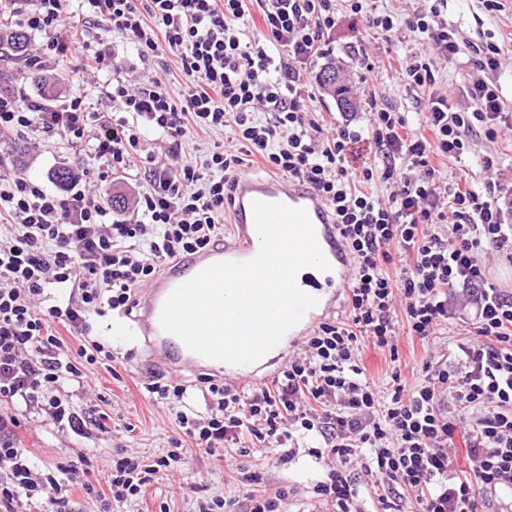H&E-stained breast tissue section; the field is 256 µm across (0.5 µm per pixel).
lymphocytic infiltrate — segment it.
<instances>
[{
    "label": "lymphocytic infiltrate",
    "instance_id": "1",
    "mask_svg": "<svg viewBox=\"0 0 512 512\" xmlns=\"http://www.w3.org/2000/svg\"><path fill=\"white\" fill-rule=\"evenodd\" d=\"M68 0H8L18 25L47 35L29 57L45 69L80 53L88 70L108 53L88 29H77ZM369 0H259L262 31L245 38V0H85L96 21L126 35L139 56L177 58L181 80L168 85L117 78L111 98L120 113L94 108L76 90L54 107L24 91L0 92V134L40 132L90 153L97 177L142 175L123 218L85 186L52 192L0 161V402L48 416L59 431L88 435L90 409L63 398L65 385L87 383L86 368L111 366L112 352L90 339V320L104 310L132 313L138 293L170 262L224 237V213L237 178L251 163L315 189L329 204L336 233L351 260L348 315L327 318L271 381L249 391L206 378L207 416L184 411L187 387L169 374L141 388L175 406L181 437L152 461L123 453L100 480L81 454L56 472L39 473L16 435L17 415L0 413V512H73L70 489L80 485L103 502L142 498L160 472L188 451L223 459L261 453L286 456L305 444L325 471L312 487L315 512H361L362 487L380 489L382 512H478L487 500L512 506V292L491 282L489 252L512 262V224L497 180L465 188L442 185L432 160L458 159L481 129L493 139L512 123L498 85L475 82L472 111L438 93L425 49L452 58L461 51L433 0L408 26L417 46L401 70L425 94L423 132L406 134L404 113L370 101L368 132L377 166L353 171L349 145L359 131L319 115L307 73L341 13L368 14ZM230 147L197 160L192 140L224 128ZM165 141L145 151L146 134ZM382 181L386 194L371 191ZM398 262V276L385 265ZM68 289L67 303L45 302L48 285ZM468 329L448 352L435 336L448 321ZM426 349L414 383L402 376L400 327ZM387 351L390 380L379 387L359 363L362 342ZM461 435L468 460L458 469L451 443ZM260 477L240 472V498L199 501L197 512H281L287 488L268 493Z\"/></svg>",
    "mask_w": 512,
    "mask_h": 512
}]
</instances>
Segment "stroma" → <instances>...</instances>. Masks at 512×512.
<instances>
[{
    "label": "stroma",
    "mask_w": 512,
    "mask_h": 512,
    "mask_svg": "<svg viewBox=\"0 0 512 512\" xmlns=\"http://www.w3.org/2000/svg\"><path fill=\"white\" fill-rule=\"evenodd\" d=\"M377 14H391L397 20V35L386 41L380 29L366 20L343 19L336 30L333 42L323 46L310 67L311 78L329 66L342 70L349 84L361 82L364 71L358 59L360 52L382 58L385 66L378 80L382 97L400 112L421 111L423 95L409 86L399 70L397 58L408 53L413 41L407 27L408 19L423 9L425 0H375ZM449 31L461 45V52L454 60L430 55L429 60L437 71V87L447 94L454 107L469 110L471 102L467 91L473 82L482 80L497 83L505 97L504 109L512 113V0H498L497 8L485 7L482 0H448L444 15ZM91 34L105 47L112 58L96 74L82 72V59L72 54L58 66V80L51 93L52 100L63 99L72 90L86 91L95 107L115 110V103L108 101L105 90L111 89L112 80L119 72L132 70L134 77L148 80L153 77L174 79L179 75L175 57L155 55L139 57L126 36L113 32L101 23H92ZM498 44L507 66L497 72L481 70L477 61L486 44ZM492 157L502 172V184L512 188V131H503L496 139L485 138L481 133L469 137V152L463 159L448 160L440 172L448 185H478L485 178V157ZM0 160L13 164L28 177L38 182H48L52 172L61 166L82 172L91 169L87 157L74 155L64 142L40 133L8 136L0 139ZM113 311L94 317V339L109 346L116 359L113 370L95 368L91 373V391L75 389L72 400L78 406L95 404L104 414L108 428L106 434L87 437L63 434L43 417L22 416L19 434L34 452V459L44 470L67 463L77 453L89 455L96 470L110 467L113 457L126 450H135L146 457L162 453L171 438L178 434L175 411L172 407L146 398L137 388V381L154 372H162V365L149 360L144 345L122 343L113 338L110 323ZM244 467H257L263 486L275 490L290 487L286 502L287 512H308L312 496L311 485L317 475L318 465L304 448L279 460L259 457H242ZM221 495L237 498L238 486L224 461L195 453L187 454L177 471L164 472L153 488L147 489L143 498L129 505L113 506L112 512H194L198 499Z\"/></svg>",
    "instance_id": "obj_1"
}]
</instances>
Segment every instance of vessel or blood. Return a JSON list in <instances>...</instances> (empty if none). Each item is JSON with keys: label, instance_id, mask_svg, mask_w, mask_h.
Listing matches in <instances>:
<instances>
[{"label": "vessel or blood", "instance_id": "vessel-or-blood-1", "mask_svg": "<svg viewBox=\"0 0 512 512\" xmlns=\"http://www.w3.org/2000/svg\"><path fill=\"white\" fill-rule=\"evenodd\" d=\"M256 200L280 202L305 209L315 228L318 244L331 269L320 276L315 275L310 268L302 269L298 273V287L317 297L319 303L304 315L301 322L289 331L288 336L293 339L313 329L336 298L346 291L350 280L349 260L336 236L331 209L316 191L288 179L278 176H246L240 179L235 200L231 205L232 222L238 228L235 240L207 248L168 265L165 273L143 290L140 311L134 324H114L113 334L143 338L149 358L175 374L190 369L210 373L228 382L256 378L263 368L262 363L234 366L206 359L188 350L178 337L164 332L159 322L166 298L178 285L210 264L219 261H246L257 254L260 239L252 215V203Z\"/></svg>", "mask_w": 512, "mask_h": 512}]
</instances>
